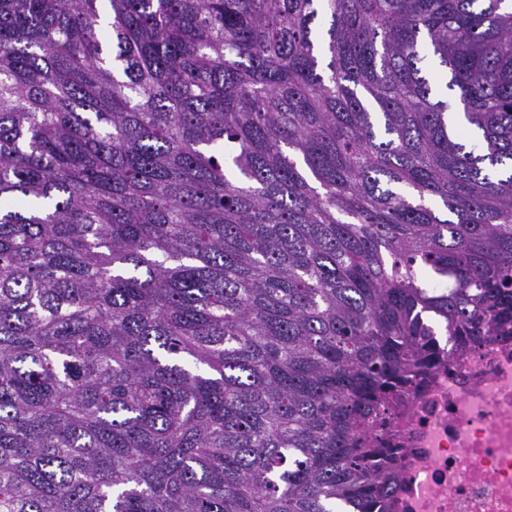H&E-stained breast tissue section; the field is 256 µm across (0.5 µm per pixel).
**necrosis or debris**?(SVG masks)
Instances as JSON below:
<instances>
[{"label":"necrosis or debris","mask_w":512,"mask_h":512,"mask_svg":"<svg viewBox=\"0 0 512 512\" xmlns=\"http://www.w3.org/2000/svg\"><path fill=\"white\" fill-rule=\"evenodd\" d=\"M397 512H512V336L435 368L400 408Z\"/></svg>","instance_id":"necrosis-or-debris-1"}]
</instances>
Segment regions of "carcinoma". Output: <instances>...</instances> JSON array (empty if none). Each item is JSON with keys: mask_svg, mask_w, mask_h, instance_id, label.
I'll list each match as a JSON object with an SVG mask.
<instances>
[{"mask_svg": "<svg viewBox=\"0 0 512 512\" xmlns=\"http://www.w3.org/2000/svg\"><path fill=\"white\" fill-rule=\"evenodd\" d=\"M510 323L512 0H0V512H394Z\"/></svg>", "mask_w": 512, "mask_h": 512, "instance_id": "carcinoma-1", "label": "carcinoma"}]
</instances>
